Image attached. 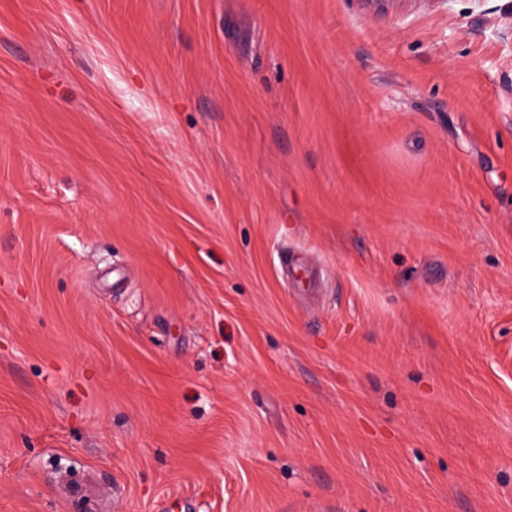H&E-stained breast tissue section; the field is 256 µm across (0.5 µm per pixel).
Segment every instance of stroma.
Segmentation results:
<instances>
[{
  "mask_svg": "<svg viewBox=\"0 0 512 512\" xmlns=\"http://www.w3.org/2000/svg\"><path fill=\"white\" fill-rule=\"evenodd\" d=\"M511 26L0 0V512H512Z\"/></svg>",
  "mask_w": 512,
  "mask_h": 512,
  "instance_id": "obj_1",
  "label": "stroma"
}]
</instances>
